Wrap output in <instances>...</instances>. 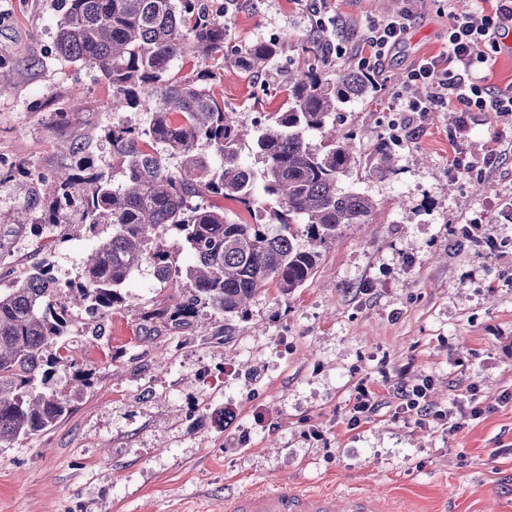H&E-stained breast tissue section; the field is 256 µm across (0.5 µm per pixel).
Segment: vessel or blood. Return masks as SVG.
<instances>
[{
    "mask_svg": "<svg viewBox=\"0 0 512 512\" xmlns=\"http://www.w3.org/2000/svg\"><path fill=\"white\" fill-rule=\"evenodd\" d=\"M224 512H380V507L378 496L359 488L317 490L271 481L226 494Z\"/></svg>",
    "mask_w": 512,
    "mask_h": 512,
    "instance_id": "1",
    "label": "vessel or blood"
}]
</instances>
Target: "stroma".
Here are the masks:
<instances>
[{
    "instance_id": "1",
    "label": "stroma",
    "mask_w": 512,
    "mask_h": 512,
    "mask_svg": "<svg viewBox=\"0 0 512 512\" xmlns=\"http://www.w3.org/2000/svg\"><path fill=\"white\" fill-rule=\"evenodd\" d=\"M203 2L231 26L211 90L252 131L286 107L288 74L304 63L300 43L313 38L321 5L347 48L393 14L373 0ZM464 6L489 12L495 2L413 0L380 89L336 114L360 159L343 187L373 200L371 224L345 227L303 288L258 295L246 335L224 345L197 336L142 343L134 309L158 297L143 269L106 340L86 347L77 326L67 338L83 348L79 366L95 372L73 411L43 435L0 446V512H224L225 491L275 479L360 484L410 512H512V133L475 112L462 141L453 113L406 109L412 62L445 47L450 15ZM62 16L63 0H0V157L13 169L0 177V227L53 205V175L76 157L61 143L121 180L106 134L148 120L113 111L100 73L58 55ZM270 40L282 52L264 71L235 67L237 49ZM392 124L394 172L371 175L375 144ZM491 146L497 162L488 169ZM456 153L472 172L453 170ZM89 246L75 210L65 227L20 234L0 289L40 259L74 279ZM116 353L136 357L138 369L113 373ZM427 376L433 407L482 416L457 432L444 421L415 424L393 386ZM362 384L380 406L353 427Z\"/></svg>"
}]
</instances>
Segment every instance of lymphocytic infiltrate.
<instances>
[{"label": "lymphocytic infiltrate", "instance_id": "obj_1", "mask_svg": "<svg viewBox=\"0 0 512 512\" xmlns=\"http://www.w3.org/2000/svg\"><path fill=\"white\" fill-rule=\"evenodd\" d=\"M411 18V10H402L363 37L356 55L360 69L369 78L380 77L382 60L402 42ZM511 24L512 0H499L495 12L489 14L481 11L452 14L446 49L422 58L409 70V81L425 85L428 93L409 102L408 110L456 113L458 132L462 135L467 132V113L492 112L500 118L512 117V83L492 88L487 86L485 76L495 55L503 50L498 33ZM430 386L427 379L412 386L401 381L394 386L403 401V412L422 423L445 417L443 411L434 409L427 400Z\"/></svg>", "mask_w": 512, "mask_h": 512}]
</instances>
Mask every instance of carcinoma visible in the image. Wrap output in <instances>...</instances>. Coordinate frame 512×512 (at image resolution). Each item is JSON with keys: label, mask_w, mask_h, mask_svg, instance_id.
Wrapping results in <instances>:
<instances>
[{"label": "carcinoma", "mask_w": 512, "mask_h": 512, "mask_svg": "<svg viewBox=\"0 0 512 512\" xmlns=\"http://www.w3.org/2000/svg\"><path fill=\"white\" fill-rule=\"evenodd\" d=\"M65 2L58 54L97 70L112 85V111L139 107L149 112V122L108 131L120 183L88 159L55 176L58 197L48 223L64 224L66 208L76 206L93 237L78 279L60 282L39 260L0 291V444L47 432L93 386L92 370L78 369L65 388L48 387L58 368L73 364L76 349L61 342L73 309L85 310L88 339L98 344L112 310L127 303L132 275L146 266L167 275L160 281L166 292L139 313L138 337L190 334L226 344L240 336L238 322L258 294L303 287L320 267L321 248L343 227L371 223L374 211L371 198L339 187L358 165L353 133L334 132L320 147L308 141L341 106L375 93L360 70L327 77L323 46L305 42V66L288 75V107L253 140L263 163L256 170L240 158L247 133L206 87L231 36L227 21L209 17L200 0H181L178 11L172 0ZM279 51L275 41L246 45L235 64L259 73ZM186 58L195 70L178 77L172 65ZM159 144L181 158L177 169L166 166ZM201 144L217 162L198 156ZM393 163L389 142L379 138L374 173L387 175ZM258 187L277 204L269 211L276 230L234 224L224 210L204 204L221 196L248 206ZM102 224L111 228L104 237L97 234ZM171 231L189 261L165 244ZM301 236L308 246L298 244Z\"/></svg>", "instance_id": "obj_1"}]
</instances>
